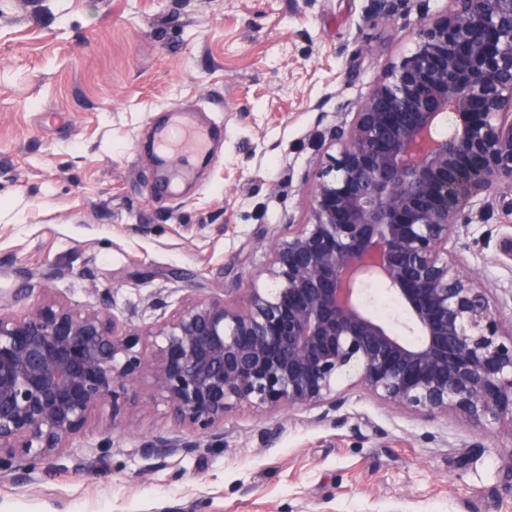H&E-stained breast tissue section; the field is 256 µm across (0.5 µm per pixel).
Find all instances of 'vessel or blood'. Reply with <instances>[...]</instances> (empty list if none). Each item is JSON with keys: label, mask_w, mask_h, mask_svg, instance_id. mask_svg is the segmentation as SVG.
Instances as JSON below:
<instances>
[{"label": "vessel or blood", "mask_w": 512, "mask_h": 512, "mask_svg": "<svg viewBox=\"0 0 512 512\" xmlns=\"http://www.w3.org/2000/svg\"><path fill=\"white\" fill-rule=\"evenodd\" d=\"M220 126L212 120H201L196 112H171L167 120L155 129V146L159 163L192 153L208 155Z\"/></svg>", "instance_id": "obj_1"}]
</instances>
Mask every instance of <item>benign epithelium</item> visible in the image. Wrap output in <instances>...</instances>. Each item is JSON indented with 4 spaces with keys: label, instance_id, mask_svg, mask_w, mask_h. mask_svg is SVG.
I'll list each match as a JSON object with an SVG mask.
<instances>
[{
    "label": "benign epithelium",
    "instance_id": "obj_1",
    "mask_svg": "<svg viewBox=\"0 0 512 512\" xmlns=\"http://www.w3.org/2000/svg\"><path fill=\"white\" fill-rule=\"evenodd\" d=\"M344 116L324 134L306 223L272 239L249 287L235 280L170 313L155 301L142 333L107 306L56 298L0 313V463L13 481L63 454L98 406L136 402L141 382L177 425L202 430L242 406L327 416L343 375L426 415L495 419L512 406V332L448 256L467 203L512 192V0H448ZM371 281L417 340L366 310ZM180 448L191 450L160 435L144 452Z\"/></svg>",
    "mask_w": 512,
    "mask_h": 512
}]
</instances>
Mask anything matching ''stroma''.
Here are the masks:
<instances>
[{
  "label": "stroma",
  "instance_id": "stroma-1",
  "mask_svg": "<svg viewBox=\"0 0 512 512\" xmlns=\"http://www.w3.org/2000/svg\"><path fill=\"white\" fill-rule=\"evenodd\" d=\"M0 0V311L15 292L109 303L137 325L153 297L248 282L268 239L306 222L326 128L412 46L448 0ZM203 105L224 124L207 166L169 164L157 189L150 110ZM456 250L512 324V193L472 199ZM67 268L48 279L50 268ZM335 414L242 408L220 437L173 423L145 396L133 428L97 410L69 449L16 483L0 512H512V413L427 416L340 379ZM190 444L159 458L145 442ZM104 464H93L101 448Z\"/></svg>",
  "mask_w": 512,
  "mask_h": 512
}]
</instances>
